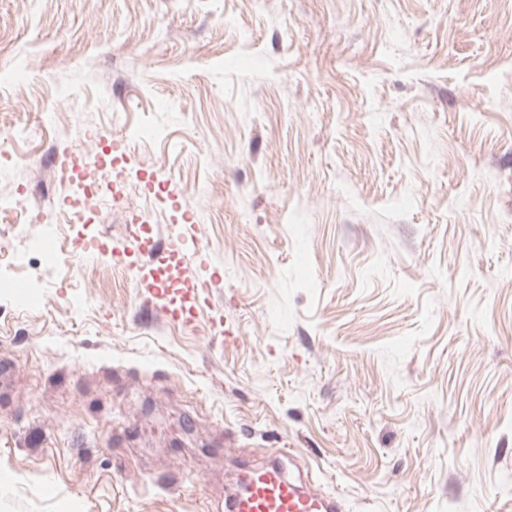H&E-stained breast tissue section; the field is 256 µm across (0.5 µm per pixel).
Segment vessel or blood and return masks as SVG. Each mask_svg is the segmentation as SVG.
Listing matches in <instances>:
<instances>
[{
  "mask_svg": "<svg viewBox=\"0 0 512 512\" xmlns=\"http://www.w3.org/2000/svg\"><path fill=\"white\" fill-rule=\"evenodd\" d=\"M182 244V234L174 233L164 245L132 236L125 247L144 259L138 282L144 303L166 323L187 327L194 322L201 293L211 283L200 270L188 266ZM224 512H344V503L314 481L298 485L280 465H244L224 502Z\"/></svg>",
  "mask_w": 512,
  "mask_h": 512,
  "instance_id": "obj_1",
  "label": "vessel or blood"
}]
</instances>
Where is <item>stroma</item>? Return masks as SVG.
Wrapping results in <instances>:
<instances>
[{"label":"stroma","instance_id":"35a3bbf8","mask_svg":"<svg viewBox=\"0 0 512 512\" xmlns=\"http://www.w3.org/2000/svg\"><path fill=\"white\" fill-rule=\"evenodd\" d=\"M0 40V196L57 203L75 128L161 127L130 149L218 276L182 328L73 225L19 269L0 512H224L281 448L347 512H512V0H0Z\"/></svg>","mask_w":512,"mask_h":512}]
</instances>
